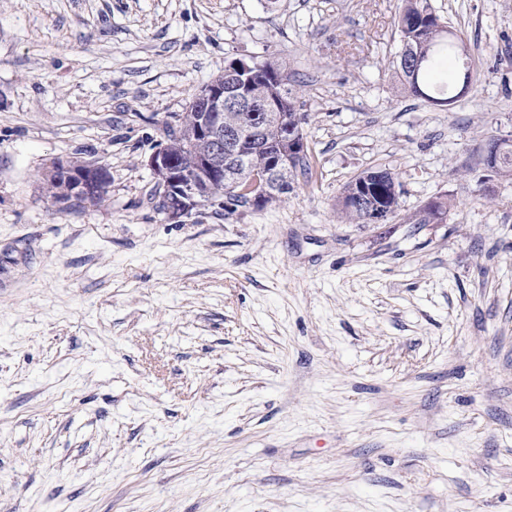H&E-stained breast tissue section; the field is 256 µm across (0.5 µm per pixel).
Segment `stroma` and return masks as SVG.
Listing matches in <instances>:
<instances>
[{"label": "stroma", "mask_w": 512, "mask_h": 512, "mask_svg": "<svg viewBox=\"0 0 512 512\" xmlns=\"http://www.w3.org/2000/svg\"><path fill=\"white\" fill-rule=\"evenodd\" d=\"M431 4L446 106L400 88L401 0H0V512H512V0ZM249 57L313 176L171 222L148 158ZM76 160L103 203L43 191ZM374 167L394 216L341 222ZM496 142V143H495ZM493 143V147L486 148L484 152V160L487 167L491 170H496V161L500 154L504 153L508 150L506 148L507 145H511V140H499L495 141L494 139L489 140L485 147L491 146ZM497 174L504 178L512 179V150L510 154H504L499 157L497 162Z\"/></svg>", "instance_id": "1"}]
</instances>
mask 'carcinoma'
<instances>
[{"mask_svg":"<svg viewBox=\"0 0 512 512\" xmlns=\"http://www.w3.org/2000/svg\"><path fill=\"white\" fill-rule=\"evenodd\" d=\"M399 26L402 45L397 70L411 95L437 103L455 97L448 73H454L458 80H475L468 57L448 37L447 26L429 0H402ZM210 84L222 85L228 91H242L262 108L258 116L262 118L268 144L235 140V134L247 125L252 113L226 105L224 149L217 150L199 134L201 112L194 103H189L187 110L179 114L178 130L167 135L164 155L181 170L195 174L198 196L192 209L212 208L232 214L240 207L261 210L282 202L288 196L295 173L305 174L309 170L305 153L290 160L277 159L278 129L290 124L301 130L306 123V115L296 109L292 90L288 88V72L267 60L233 59ZM275 168L279 169L283 190L272 184L270 175ZM44 183L50 197L59 201L72 198L74 184L56 170L45 175ZM109 184L105 173L94 183L91 196L80 202L93 205L103 202ZM399 193L400 185L392 172L387 170L385 176L378 177L374 170L368 169L343 187L338 200L340 218L349 223L368 224L370 215L366 208L393 213Z\"/></svg>","mask_w":512,"mask_h":512,"instance_id":"cac0c4a2","label":"carcinoma"}]
</instances>
